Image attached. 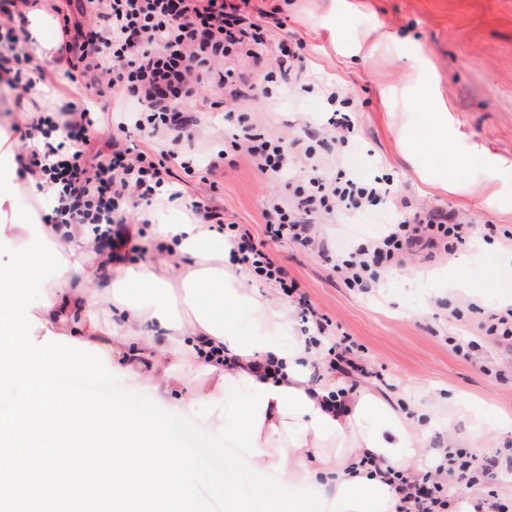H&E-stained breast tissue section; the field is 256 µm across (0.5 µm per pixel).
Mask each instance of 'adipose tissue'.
<instances>
[{"mask_svg":"<svg viewBox=\"0 0 512 512\" xmlns=\"http://www.w3.org/2000/svg\"><path fill=\"white\" fill-rule=\"evenodd\" d=\"M411 96L431 111L422 139L447 149V108L431 74ZM173 207L162 197L149 214L153 240L173 246L154 263L87 265L93 236L81 230L82 250L63 252L68 269L46 282L49 304L33 308L34 317L52 334L106 352L112 368L144 378L159 402L188 408L235 391L240 427L222 410L215 420L225 438L245 430L257 474H278L280 512H302L309 493L325 488L332 494L316 512H398L388 479L424 453L428 422L336 377L292 306L254 292L249 269L228 263L229 247H214L208 225L167 222ZM245 313L263 334L246 335ZM147 324L155 334L143 335Z\"/></svg>","mask_w":512,"mask_h":512,"instance_id":"ef3b65f1","label":"adipose tissue"}]
</instances>
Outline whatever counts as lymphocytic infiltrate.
Returning <instances> with one entry per match:
<instances>
[{"label":"lymphocytic infiltrate","mask_w":512,"mask_h":512,"mask_svg":"<svg viewBox=\"0 0 512 512\" xmlns=\"http://www.w3.org/2000/svg\"><path fill=\"white\" fill-rule=\"evenodd\" d=\"M69 11L58 0H0V85L17 94L29 93L35 83H49L45 70H34L25 51L28 40L16 21L27 9L45 6L59 22L62 40L58 53L66 60L67 81L78 91L130 102L112 129L111 152L96 149L97 121L81 102L67 100L52 113L27 117L20 128L23 157L19 175H33L55 184L57 204L42 216L43 223L60 228L92 226L97 256L132 261L146 248L130 231L128 207L152 203L161 193L182 197L173 179V166L197 174L210 189H217L218 170L227 151L244 155L271 182H283L287 196L269 195L265 212L272 240H287L329 252L322 224H351L389 195L382 177L356 179L342 168L327 169L315 143L319 133L346 142L354 132L349 115L333 110L321 132L284 141L258 130L250 113L240 111L245 89H258L255 74L241 65L256 59L260 47L274 43L281 62L300 63L294 48L280 41L279 7L251 13L250 0H75ZM89 23H82V16ZM213 94V108L238 110L240 132L229 149L178 154L176 145L193 143L199 122L186 109L200 88ZM138 132L144 149L121 148V135ZM199 223L227 234L232 253L248 264L255 276L277 283L293 294L280 265L243 224L226 221L224 213L208 202L191 205ZM473 225L454 212L437 208L399 211L395 223L378 236L365 239L353 250L332 259V268L346 286L362 293L378 287L384 272L401 266L406 257L453 255L476 237ZM445 462L432 469L405 473L397 492L404 512H448L447 487L493 483L502 467L512 466V452L479 457L465 449H444Z\"/></svg>","instance_id":"lymphocytic-infiltrate-1"}]
</instances>
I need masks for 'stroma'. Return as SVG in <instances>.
<instances>
[{"label": "stroma", "mask_w": 512, "mask_h": 512, "mask_svg": "<svg viewBox=\"0 0 512 512\" xmlns=\"http://www.w3.org/2000/svg\"><path fill=\"white\" fill-rule=\"evenodd\" d=\"M345 3L351 11L343 19L339 10ZM275 5L289 39L303 43L304 76L315 90L294 98L280 80L274 98L246 99L243 107L258 127L286 138L302 133L326 109L318 85H337L350 100L355 132L347 147L328 142L323 152L342 154L345 166L362 176L390 175L398 200L410 208L448 209L469 224L512 229V0H252L250 9ZM423 66L434 75L454 136L453 154L429 149V163L448 170L455 182L451 190L421 181L404 152L405 141L418 140L429 117L402 95ZM60 101V90L39 85L20 103L6 93L0 109L19 123L26 113L53 109ZM188 108L203 115L198 151L238 131L232 118H209L208 93L189 101ZM181 188L183 207L214 196L225 218L248 225L259 241H267L268 193H288L233 152L224 161L218 194L190 176ZM395 218L393 204L386 202L359 223L326 225L322 232L343 250L378 235ZM267 243L287 277L328 317L324 344L351 347L367 368L364 386L413 417L423 407L458 402L453 430L434 428L433 438L467 448L477 435L478 418L512 417V356L504 346L482 341L467 309L474 303L496 312L504 297H512L503 239H476L447 259L413 257L387 273L370 295L346 287L310 250L285 240ZM470 339L480 343L474 352L453 350V341Z\"/></svg>", "instance_id": "1"}]
</instances>
